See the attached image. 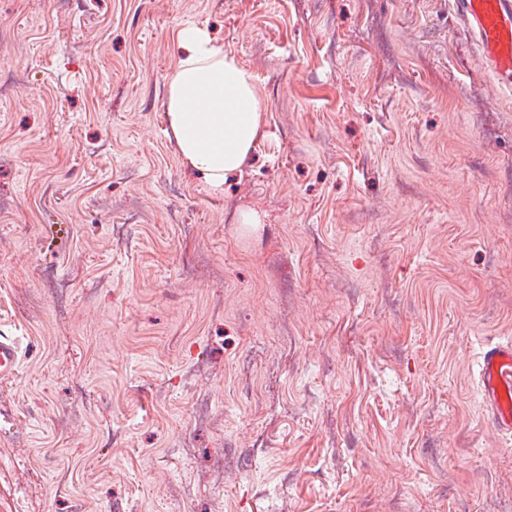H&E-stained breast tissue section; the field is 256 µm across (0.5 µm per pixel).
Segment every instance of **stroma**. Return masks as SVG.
Instances as JSON below:
<instances>
[{
	"label": "stroma",
	"mask_w": 512,
	"mask_h": 512,
	"mask_svg": "<svg viewBox=\"0 0 512 512\" xmlns=\"http://www.w3.org/2000/svg\"><path fill=\"white\" fill-rule=\"evenodd\" d=\"M187 24L263 104L220 193ZM0 331V512H512V90L455 0H0ZM180 58L171 73L165 117L181 162L201 175L209 189L224 190L240 173L262 133L261 102L253 74L224 54L202 27L186 25L178 34ZM208 103L197 111V99ZM19 342L12 336L0 335V380L16 375L19 366ZM477 373L488 422L502 435L512 437V341L483 345Z\"/></svg>",
	"instance_id": "1"
}]
</instances>
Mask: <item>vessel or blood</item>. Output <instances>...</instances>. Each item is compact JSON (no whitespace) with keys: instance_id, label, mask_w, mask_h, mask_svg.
I'll list each match as a JSON object with an SVG mask.
<instances>
[{"instance_id":"vessel-or-blood-1","label":"vessel or blood","mask_w":512,"mask_h":512,"mask_svg":"<svg viewBox=\"0 0 512 512\" xmlns=\"http://www.w3.org/2000/svg\"><path fill=\"white\" fill-rule=\"evenodd\" d=\"M480 47L481 65L504 86H512V0H456ZM20 347L16 338L0 335V380L16 375ZM478 390L491 426L512 437V341L482 346Z\"/></svg>"}]
</instances>
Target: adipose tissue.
Wrapping results in <instances>:
<instances>
[{
  "label": "adipose tissue",
  "mask_w": 512,
  "mask_h": 512,
  "mask_svg": "<svg viewBox=\"0 0 512 512\" xmlns=\"http://www.w3.org/2000/svg\"><path fill=\"white\" fill-rule=\"evenodd\" d=\"M178 42L165 117L181 162L220 192L226 178L246 166L262 132L257 87L252 73L204 28L182 27Z\"/></svg>",
  "instance_id": "1"
}]
</instances>
